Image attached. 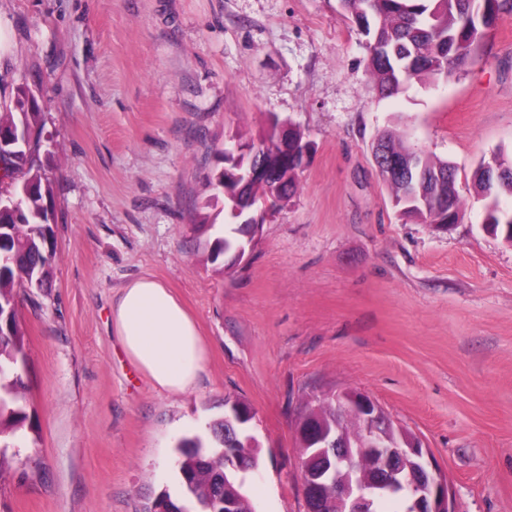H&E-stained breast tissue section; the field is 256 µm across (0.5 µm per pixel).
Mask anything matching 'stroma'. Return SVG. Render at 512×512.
Returning a JSON list of instances; mask_svg holds the SVG:
<instances>
[{
    "instance_id": "35a3bbf8",
    "label": "stroma",
    "mask_w": 512,
    "mask_h": 512,
    "mask_svg": "<svg viewBox=\"0 0 512 512\" xmlns=\"http://www.w3.org/2000/svg\"><path fill=\"white\" fill-rule=\"evenodd\" d=\"M17 87L38 100L55 189L47 293L18 294L28 411L0 512H141L176 491L175 448L225 401L255 412L256 512H307L297 425L341 391L372 397L433 452L456 512H512V244L484 234L481 160L512 156V13L450 80L379 98L340 0H0ZM313 145L299 189L233 269L208 247L205 176L271 116ZM454 165L463 211L403 220L378 134ZM150 276L195 317V386L156 389L124 356L112 301Z\"/></svg>"
}]
</instances>
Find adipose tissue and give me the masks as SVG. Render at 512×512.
Wrapping results in <instances>:
<instances>
[{
	"label": "adipose tissue",
	"mask_w": 512,
	"mask_h": 512,
	"mask_svg": "<svg viewBox=\"0 0 512 512\" xmlns=\"http://www.w3.org/2000/svg\"><path fill=\"white\" fill-rule=\"evenodd\" d=\"M112 329L131 362L168 392L194 387L207 345L194 317L162 282L140 277L112 302Z\"/></svg>",
	"instance_id": "ef3b65f1"
}]
</instances>
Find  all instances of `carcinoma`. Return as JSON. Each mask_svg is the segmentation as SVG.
<instances>
[{"label":"carcinoma","instance_id":"1","mask_svg":"<svg viewBox=\"0 0 512 512\" xmlns=\"http://www.w3.org/2000/svg\"><path fill=\"white\" fill-rule=\"evenodd\" d=\"M345 11L361 33L367 37L366 68L382 98H391L406 85L422 76L440 77L448 71L455 76L477 49L484 33L492 29L500 14L512 12V0H340ZM42 130L40 106L30 90L16 89L14 110L0 112V132L10 133L18 125ZM379 144L395 157L412 155V151L391 133L378 136ZM308 144L301 130L288 129V150L274 143H260L261 154L267 157L279 175L269 180H258L248 187L254 198L275 196L289 199L297 192L302 155ZM418 165L410 173L388 174L384 163H379L383 181L392 191V200L402 216L425 224L446 227L459 220L461 200L456 187L448 179L457 174L449 162L417 155ZM27 152L0 157V181L15 180V174L28 166L25 178L15 184L13 197L19 199L20 213L0 215V251L7 259L0 264V305L12 308L9 317L0 318V439L6 446H14L21 439L18 431L24 425L34 429L27 412L26 386L20 372V363L27 357L25 334L17 309V294L21 288L38 294L50 286L55 260V230L52 224L41 223L50 208L53 185L42 173V168L27 164ZM502 170L496 179H485L484 172L476 170L475 184L481 192L492 189L512 195V161L495 154L482 162ZM512 217L492 201L486 208L484 223L503 240L512 243V235L505 234L503 224ZM240 236L228 227L226 234L213 240L210 259L224 256V248H233ZM305 414L316 417L330 433L349 437L362 435L360 422L348 414L340 402L331 397L311 406ZM248 451L253 438L234 422L222 417L208 423L207 434L183 437L177 446L176 471L179 493H160L146 512H180L192 509L189 483L201 497L231 495L239 502L238 512H254L244 489V479L238 473L224 469V445ZM398 505L395 512H406L405 496L388 491L375 499L373 512H390L386 504Z\"/></svg>","mask_w":512,"mask_h":512}]
</instances>
